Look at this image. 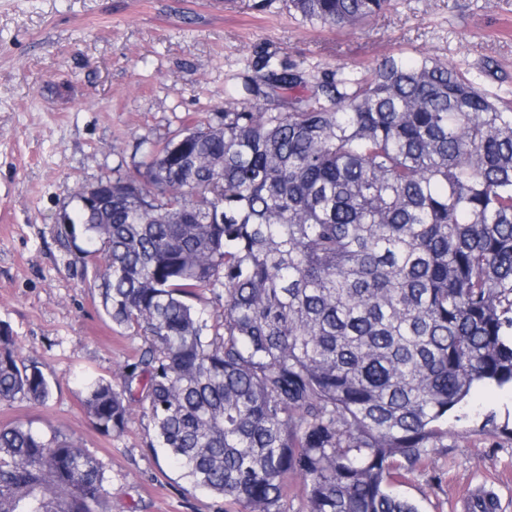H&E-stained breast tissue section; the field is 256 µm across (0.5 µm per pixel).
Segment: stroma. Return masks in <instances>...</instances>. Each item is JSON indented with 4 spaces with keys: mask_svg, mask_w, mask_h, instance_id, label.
<instances>
[{
    "mask_svg": "<svg viewBox=\"0 0 512 512\" xmlns=\"http://www.w3.org/2000/svg\"><path fill=\"white\" fill-rule=\"evenodd\" d=\"M260 49L310 79L427 54L512 100V0H389L344 29L302 22L286 0H0V324L51 385L43 404L0 401V426L23 422L95 456L110 512L243 508L183 479L141 411L119 434L87 414L82 374L120 383L145 341L104 313L96 265L59 246L55 221L75 187L136 175L146 144L222 122L226 87ZM395 488L420 512H462L468 492L512 512V391H475L446 447L400 470Z\"/></svg>",
    "mask_w": 512,
    "mask_h": 512,
    "instance_id": "1",
    "label": "stroma"
}]
</instances>
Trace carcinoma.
<instances>
[{
	"mask_svg": "<svg viewBox=\"0 0 512 512\" xmlns=\"http://www.w3.org/2000/svg\"><path fill=\"white\" fill-rule=\"evenodd\" d=\"M389 0H288L352 27ZM140 178L79 205L59 244L97 246L105 314L145 339L114 385L84 380L89 416L132 407L196 488L246 512H418L392 489L448 439L476 387L512 389V108L428 55L323 73L285 112L265 88L307 85L267 51ZM207 290L223 321L191 299ZM39 365L0 327V401L44 403ZM96 458L23 423L0 426V512H110Z\"/></svg>",
	"mask_w": 512,
	"mask_h": 512,
	"instance_id": "cac0c4a2",
	"label": "carcinoma"
}]
</instances>
